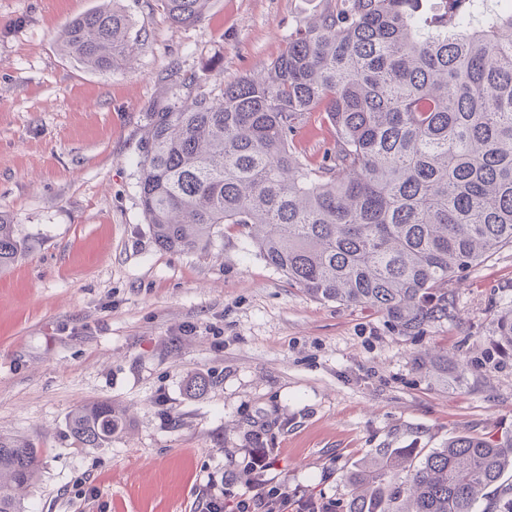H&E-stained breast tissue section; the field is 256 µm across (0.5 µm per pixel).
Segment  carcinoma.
Instances as JSON below:
<instances>
[{"label":"carcinoma","instance_id":"obj_1","mask_svg":"<svg viewBox=\"0 0 512 512\" xmlns=\"http://www.w3.org/2000/svg\"><path fill=\"white\" fill-rule=\"evenodd\" d=\"M177 26L200 22L209 0H160ZM340 0L288 37L262 77L221 94L185 96L146 113L140 199L156 245L201 252L242 229L266 263L310 297L370 305L402 336L450 316L448 281L512 244V0ZM122 10L71 20L60 35L77 62L113 72L138 49ZM312 112L335 143L320 164L293 143ZM19 253L0 218V271ZM492 335L512 350V305ZM112 403L69 418L85 446L112 442ZM42 449L0 435V512ZM512 472V434L457 435L443 448H378L349 471L348 512H475L479 494Z\"/></svg>","mask_w":512,"mask_h":512}]
</instances>
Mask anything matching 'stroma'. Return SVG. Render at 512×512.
<instances>
[{
    "label": "stroma",
    "instance_id": "stroma-1",
    "mask_svg": "<svg viewBox=\"0 0 512 512\" xmlns=\"http://www.w3.org/2000/svg\"><path fill=\"white\" fill-rule=\"evenodd\" d=\"M106 2L0 0V215L22 247L0 272V435L43 450L26 512H195L208 481L261 478L345 512L344 475L375 449L512 433V351L491 329L512 305L511 246L449 281L453 317L402 336L372 306L311 298L236 229L207 252L153 239L139 142L171 75L218 91L264 74L336 0H209L191 27L117 0L140 48L102 73L59 34ZM294 142L317 164L334 130L315 112ZM436 350L444 380L419 367ZM98 400L125 423L88 448L68 419Z\"/></svg>",
    "mask_w": 512,
    "mask_h": 512
}]
</instances>
